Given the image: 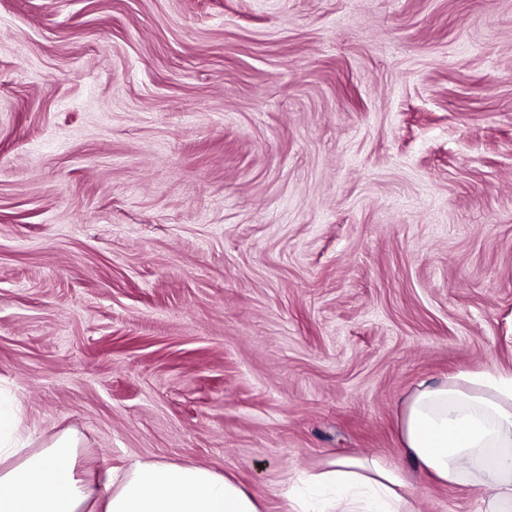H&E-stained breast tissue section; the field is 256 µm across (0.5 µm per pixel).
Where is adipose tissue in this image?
<instances>
[{
  "mask_svg": "<svg viewBox=\"0 0 512 512\" xmlns=\"http://www.w3.org/2000/svg\"><path fill=\"white\" fill-rule=\"evenodd\" d=\"M401 435L415 471L476 486L481 512H512L511 373L420 384L405 404ZM29 443L15 408L0 400V512H262L234 476L209 467L139 461L100 484L77 468L74 431L37 451ZM285 495L289 512H413L410 482L369 456L299 472Z\"/></svg>",
  "mask_w": 512,
  "mask_h": 512,
  "instance_id": "adipose-tissue-1",
  "label": "adipose tissue"
}]
</instances>
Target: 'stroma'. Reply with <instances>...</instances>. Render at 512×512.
Here are the masks:
<instances>
[{"label": "stroma", "mask_w": 512, "mask_h": 512, "mask_svg": "<svg viewBox=\"0 0 512 512\" xmlns=\"http://www.w3.org/2000/svg\"><path fill=\"white\" fill-rule=\"evenodd\" d=\"M512 373V0H0V390L41 449L235 476L373 455Z\"/></svg>", "instance_id": "stroma-1"}]
</instances>
